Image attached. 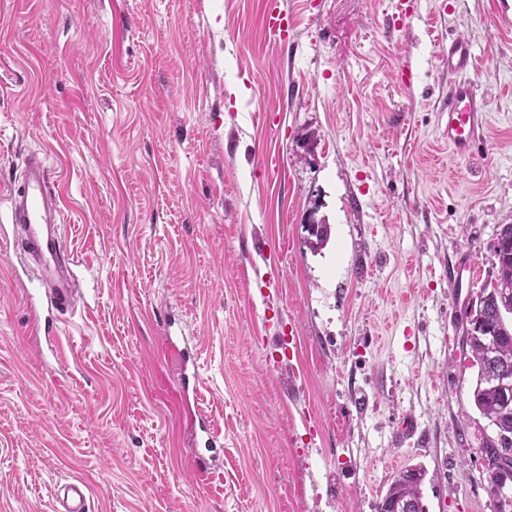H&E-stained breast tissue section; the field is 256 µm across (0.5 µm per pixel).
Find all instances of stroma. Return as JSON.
<instances>
[{"mask_svg": "<svg viewBox=\"0 0 512 512\" xmlns=\"http://www.w3.org/2000/svg\"><path fill=\"white\" fill-rule=\"evenodd\" d=\"M264 7L0 0V182L49 153L90 302L40 356L0 246V512H57L77 477L88 512H375L414 466L426 512H512L461 343L512 224V0H435L411 23L391 0H283L284 40ZM458 35L490 98L468 160L436 59ZM310 219L330 227L317 252ZM169 318L224 440L204 483ZM408 420L419 440L393 447Z\"/></svg>", "mask_w": 512, "mask_h": 512, "instance_id": "obj_1", "label": "stroma"}]
</instances>
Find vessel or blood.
Returning a JSON list of instances; mask_svg holds the SVG:
<instances>
[{
  "instance_id": "b4317fda",
  "label": "vessel or blood",
  "mask_w": 512,
  "mask_h": 512,
  "mask_svg": "<svg viewBox=\"0 0 512 512\" xmlns=\"http://www.w3.org/2000/svg\"><path fill=\"white\" fill-rule=\"evenodd\" d=\"M438 58L448 71V147L454 156L466 159L473 156L487 124L489 100L470 76L474 53L468 38L449 39ZM62 214L60 195L51 181L46 154L28 153L19 178L0 189V238L13 241L21 270L16 280L24 292L30 330L35 337H52L59 319L74 312L82 291L76 273L78 261L65 242ZM163 343L181 356L182 394L197 391L200 385L197 358L186 340L168 329ZM188 428L200 449L192 461V469L196 478L208 479L211 467L207 456L219 450V441L203 413L192 415ZM54 496L63 512H86L87 494L82 482H69L58 488Z\"/></svg>"
}]
</instances>
